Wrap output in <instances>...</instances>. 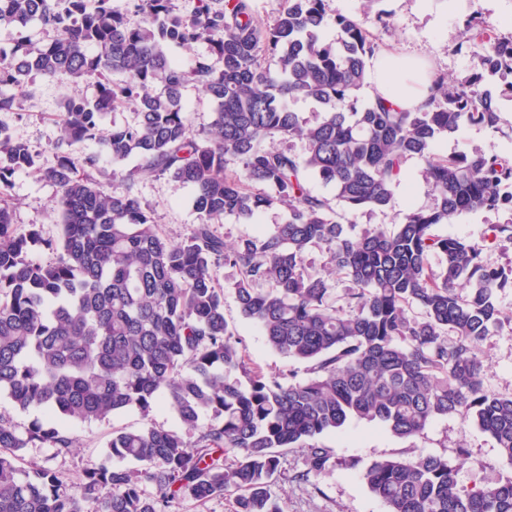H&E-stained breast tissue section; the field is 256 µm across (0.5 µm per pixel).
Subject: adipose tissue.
Listing matches in <instances>:
<instances>
[{
	"label": "adipose tissue",
	"mask_w": 512,
	"mask_h": 512,
	"mask_svg": "<svg viewBox=\"0 0 512 512\" xmlns=\"http://www.w3.org/2000/svg\"><path fill=\"white\" fill-rule=\"evenodd\" d=\"M432 71L425 60L385 55L374 66V81L379 94L403 108L423 103L428 95Z\"/></svg>",
	"instance_id": "1"
}]
</instances>
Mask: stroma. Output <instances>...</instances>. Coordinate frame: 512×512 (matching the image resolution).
Listing matches in <instances>:
<instances>
[{
	"instance_id": "obj_1",
	"label": "stroma",
	"mask_w": 512,
	"mask_h": 512,
	"mask_svg": "<svg viewBox=\"0 0 512 512\" xmlns=\"http://www.w3.org/2000/svg\"><path fill=\"white\" fill-rule=\"evenodd\" d=\"M366 10L370 14H391L393 27L373 26L371 32L377 55H415L426 58L435 71L453 76L474 72V61L466 52L456 51L458 34L466 19L480 16L500 32H512V0H325L326 26L324 35L337 37V16ZM489 87L501 112L504 126L495 132L484 127L466 126L452 136L442 138L435 153L449 155L462 151L483 150L512 155V99L503 96V82H490ZM31 95L24 99L21 111L1 113L0 123L9 127L14 137L26 141L41 155L43 166L54 162L53 144L58 135L57 116L63 110L65 98H92L96 88L83 81L61 76L54 81L33 80ZM404 177L393 189L390 204L383 209L342 210L340 221L353 234L373 226L397 230L403 214L415 208H428L434 194L424 176V162L409 159L404 165ZM137 188L144 203L152 210L155 221L170 238L180 241L198 222L192 206L190 186L166 177L141 175ZM11 193L15 199V229L25 232L38 225L44 238L55 240L61 225L53 209L55 190L37 175L19 172L14 176ZM288 218V210L276 207L252 220L225 218L215 231L225 241L236 243L268 232ZM238 274L225 266L217 271L219 285L224 290V316L251 369L272 375L293 373L297 379L310 376L309 365L301 360L282 356L272 349L260 329L246 321L237 306L233 284ZM479 356L487 367L485 388L495 394H512V331L491 332L480 347ZM152 424L167 430L181 431L182 425L168 406H160L150 416L135 410L113 414L103 422L72 421L70 428L77 438L71 454L55 455L47 447H30L24 452L26 464L48 466L64 480L75 481L81 469L89 463L103 460L104 451L113 432L132 430ZM319 442L338 459V467L317 479L315 484L292 482L291 474L303 470L305 459L301 449L280 451L283 479L277 480L275 491L284 512H385L382 503L373 497L358 476L357 469L345 468L348 460L367 465L382 457L405 458L444 455L456 456L467 449L471 462L464 465L458 479L462 485L473 482L494 483L512 477V463L501 456L494 439L478 426L463 422L458 416L440 417L431 422L424 435L400 438L385 427L350 420L338 431L323 434Z\"/></svg>"
}]
</instances>
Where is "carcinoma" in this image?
<instances>
[{"mask_svg":"<svg viewBox=\"0 0 512 512\" xmlns=\"http://www.w3.org/2000/svg\"><path fill=\"white\" fill-rule=\"evenodd\" d=\"M134 12L132 23L114 0H0V28L13 29L0 43V113L20 109L35 76L96 87L91 100H65L47 169L0 124V395L50 415L22 434L0 419V512H170L175 502L204 504L229 490L238 492L236 512H283L271 490L278 449L303 450L305 469L290 480L311 485L338 465L318 437L350 419L414 438L457 415L512 462V395L484 389L478 356L492 329L512 323L495 300L512 288V266L484 255L489 243L512 247V159L432 152L464 125L498 126L483 77L436 73L415 108L379 95L363 103L357 92L376 53L369 24L386 26L387 16H340L330 42L324 0H283L271 25L251 0H196L189 17L173 0H134ZM31 24L49 36L44 45L32 41ZM198 42L215 62L188 68L166 51ZM463 49L512 99V33L472 19ZM191 84L216 104L199 131L183 102ZM298 99L323 116L301 122L289 108ZM126 106L134 122L105 126L109 111ZM295 138L305 142L302 155L273 145ZM87 142L100 150L83 151ZM130 157L140 164L126 173L102 166ZM413 157L424 160L435 203L407 211L390 233H346L330 200L307 186L315 177L350 210L382 209ZM19 171L56 188L58 240L35 226L15 232ZM141 174L192 187L199 222L183 241L158 230L137 189ZM275 206L288 208V220L236 246L213 229L226 216L251 219ZM479 211L509 218L488 225L480 243L433 233ZM37 245L53 258H29ZM312 250L351 280L345 305H333L329 279L309 271ZM222 266L238 271L241 315L274 350L308 361L311 378L247 367L224 318ZM162 403L189 437L154 425L115 431L107 461L87 465L75 483L48 467H21L29 447L69 454L71 420L124 409L147 416ZM208 413L215 419L199 424ZM464 461L384 457L360 478L386 512H512V477L463 486Z\"/></svg>","mask_w":512,"mask_h":512,"instance_id":"carcinoma-1","label":"carcinoma"}]
</instances>
